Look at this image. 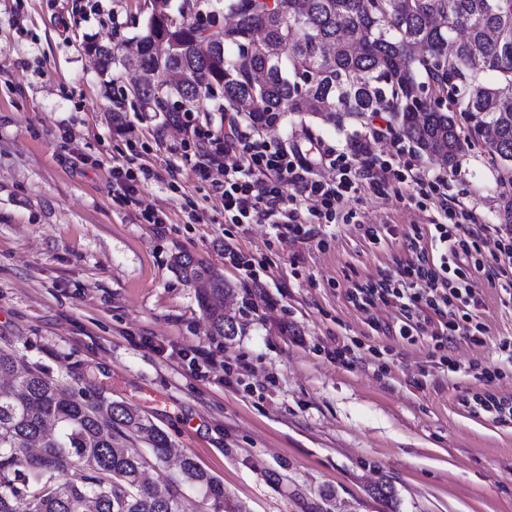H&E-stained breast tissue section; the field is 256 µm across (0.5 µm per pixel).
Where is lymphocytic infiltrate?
<instances>
[{"instance_id":"f902f5d3","label":"lymphocytic infiltrate","mask_w":512,"mask_h":512,"mask_svg":"<svg viewBox=\"0 0 512 512\" xmlns=\"http://www.w3.org/2000/svg\"><path fill=\"white\" fill-rule=\"evenodd\" d=\"M223 123L214 130L199 123L194 113H183L180 124L186 136L168 150L184 156L197 150L195 174L219 198L225 219L241 227L268 225L278 243L312 239L307 226L311 216L324 226L335 225L337 213L361 191L380 194L411 182L435 200L438 216L431 222L430 249L417 253L407 269L414 284L393 288L371 283L349 289L348 297L362 310L394 302L405 316L399 334L411 342L422 329L423 311L433 310L443 322L431 334V343L441 353V364L457 371L446 351L457 337L470 336V311L481 303L477 285L491 262L512 265V225L478 223L471 209L449 197L444 178H428L417 164H399L403 149L387 124L375 125L367 137L340 151L309 134L288 144L265 138L232 111L225 112ZM375 141L389 142L390 152L373 153ZM489 242L494 248L486 256L481 247Z\"/></svg>"}]
</instances>
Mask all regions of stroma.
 <instances>
[{"mask_svg":"<svg viewBox=\"0 0 512 512\" xmlns=\"http://www.w3.org/2000/svg\"><path fill=\"white\" fill-rule=\"evenodd\" d=\"M148 16V0H0V345L72 388L90 380L136 408L216 475L240 512H308L317 502L326 512H512V420L474 409L488 393L512 400V363L498 349L512 338V303L481 283L484 341L457 339L455 372L427 338L396 336L394 304L353 306L350 288L398 285L414 246L427 243L437 211L409 183L358 194L353 223L323 248L313 239L271 247L267 225L225 223L191 163L163 146L182 128L141 122L125 96L135 68L118 65L104 89L82 48L89 37L125 55ZM118 105L124 134L109 119ZM308 130L339 149L366 133ZM308 130L289 115L265 135L292 142ZM116 159L157 173L136 202L112 183ZM404 159L444 176L480 223H501L512 186L482 142L453 172L414 149ZM146 208L166 223L141 220ZM362 224L400 236L376 246ZM228 241L262 265L260 282L225 262ZM181 252L231 286L234 335H211L196 286L172 266ZM339 347L350 348L348 363L330 358ZM198 352L216 369H192ZM477 365L503 376L485 386ZM382 483L391 498L376 495Z\"/></svg>","mask_w":512,"mask_h":512,"instance_id":"35a3bbf8","label":"stroma"}]
</instances>
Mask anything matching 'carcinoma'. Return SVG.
<instances>
[{
	"label": "carcinoma",
	"mask_w": 512,
	"mask_h": 512,
	"mask_svg": "<svg viewBox=\"0 0 512 512\" xmlns=\"http://www.w3.org/2000/svg\"><path fill=\"white\" fill-rule=\"evenodd\" d=\"M150 0L142 35L134 38L144 72L143 112L171 120L176 105L194 106L220 93L257 129L285 115H304L342 129L375 116L429 159L454 171L464 144L486 140L492 161L512 185V0H293L275 22L266 0ZM206 8L213 31L198 27ZM220 50L203 57L198 41ZM163 41L158 55L153 44ZM84 50L106 76L112 45ZM299 74L313 77L302 88ZM184 281L201 284L199 305L210 335L235 334L224 314L229 285L188 253L173 258ZM0 512H185L182 487L212 512H235L224 485L194 459L179 462L167 494L145 478L170 453L166 434L93 386L72 389L39 366L22 367L16 350L0 347ZM144 440L154 460L124 445Z\"/></svg>",
	"instance_id": "1"
}]
</instances>
